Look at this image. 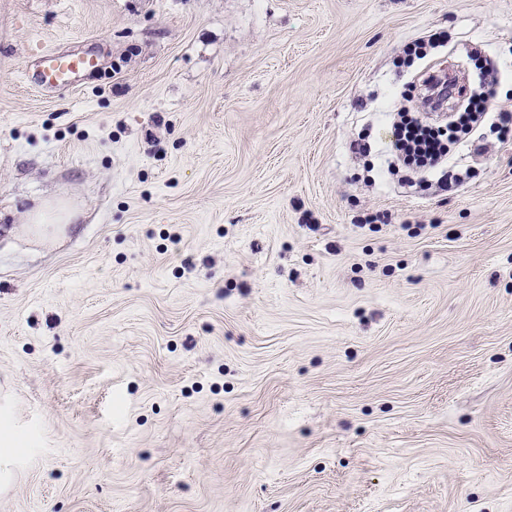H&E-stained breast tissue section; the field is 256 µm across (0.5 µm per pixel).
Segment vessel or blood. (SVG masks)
<instances>
[{
	"mask_svg": "<svg viewBox=\"0 0 512 512\" xmlns=\"http://www.w3.org/2000/svg\"><path fill=\"white\" fill-rule=\"evenodd\" d=\"M96 60L87 53L42 51L25 73L27 83L41 92L69 90L84 71L96 68Z\"/></svg>",
	"mask_w": 512,
	"mask_h": 512,
	"instance_id": "b4317fda",
	"label": "vessel or blood"
}]
</instances>
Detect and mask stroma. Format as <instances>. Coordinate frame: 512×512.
<instances>
[{
  "label": "stroma",
  "mask_w": 512,
  "mask_h": 512,
  "mask_svg": "<svg viewBox=\"0 0 512 512\" xmlns=\"http://www.w3.org/2000/svg\"><path fill=\"white\" fill-rule=\"evenodd\" d=\"M477 44L483 155L398 188L395 97ZM500 111L512 0H0V512H512ZM97 67L88 53L45 50L25 73L27 83L41 92L69 90L76 78L85 70Z\"/></svg>",
  "instance_id": "35a3bbf8"
}]
</instances>
